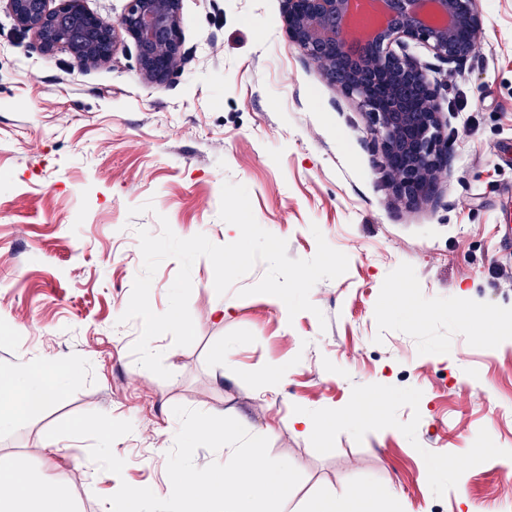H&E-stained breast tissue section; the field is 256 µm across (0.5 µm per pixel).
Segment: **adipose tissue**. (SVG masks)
Listing matches in <instances>:
<instances>
[{
  "label": "adipose tissue",
  "instance_id": "obj_1",
  "mask_svg": "<svg viewBox=\"0 0 512 512\" xmlns=\"http://www.w3.org/2000/svg\"><path fill=\"white\" fill-rule=\"evenodd\" d=\"M55 391L42 372L0 369V425L19 423L23 416L44 407ZM69 500L66 483L56 484L49 494L42 473L0 467V512H55Z\"/></svg>",
  "mask_w": 512,
  "mask_h": 512
}]
</instances>
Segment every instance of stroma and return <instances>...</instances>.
<instances>
[{
  "mask_svg": "<svg viewBox=\"0 0 512 512\" xmlns=\"http://www.w3.org/2000/svg\"><path fill=\"white\" fill-rule=\"evenodd\" d=\"M283 5L181 0L187 61L148 83L132 39L82 68L43 55L0 4V368L44 366L57 384L0 429V464L69 483L71 512H110L118 486L90 440L47 437L102 412L133 425L113 444L123 481L165 498L183 405L269 430L270 456L302 475L287 512L365 491L408 512H459L463 497L512 512V0H478L474 61L436 75L452 161L436 198L410 205L365 114L289 43ZM227 181L289 257L315 255L316 226L349 267L313 287L316 312L292 317L271 295H217L198 259L194 343H151L164 380L131 352L140 321L120 320L142 270L137 231L165 219L182 238L236 241L219 217ZM422 305L431 317L410 319ZM274 367L288 373L266 385ZM365 391L387 397L373 417L334 423ZM301 412L319 433H301Z\"/></svg>",
  "mask_w": 512,
  "mask_h": 512,
  "instance_id": "stroma-1",
  "label": "stroma"
}]
</instances>
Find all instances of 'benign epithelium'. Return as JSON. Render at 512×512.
Returning <instances> with one entry per match:
<instances>
[{
  "instance_id": "1",
  "label": "benign epithelium",
  "mask_w": 512,
  "mask_h": 512,
  "mask_svg": "<svg viewBox=\"0 0 512 512\" xmlns=\"http://www.w3.org/2000/svg\"><path fill=\"white\" fill-rule=\"evenodd\" d=\"M5 2L46 56L64 50L82 66L101 65L127 36L135 43L141 77L151 83L164 82L186 60L180 0H128L115 23L89 11L85 0ZM285 2L288 41L368 116L394 192L408 204L433 197L450 166L440 85L409 48L425 45L450 71L465 66L484 32L477 0H391V20L365 42L338 27L348 0ZM340 61L352 71L343 84L336 82Z\"/></svg>"
}]
</instances>
